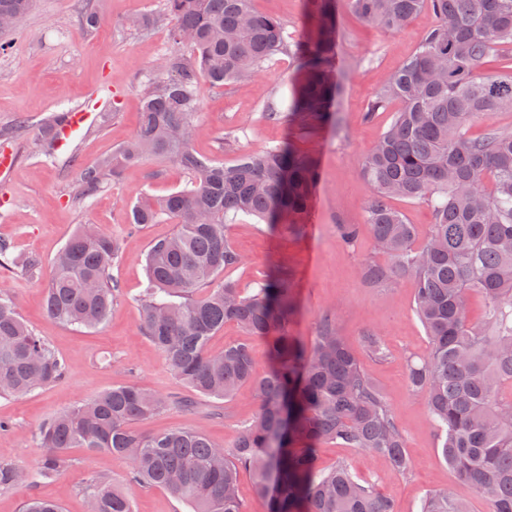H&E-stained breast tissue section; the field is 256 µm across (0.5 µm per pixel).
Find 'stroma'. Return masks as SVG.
Segmentation results:
<instances>
[{
  "mask_svg": "<svg viewBox=\"0 0 512 512\" xmlns=\"http://www.w3.org/2000/svg\"><path fill=\"white\" fill-rule=\"evenodd\" d=\"M91 7L101 22L88 30L83 16ZM253 7L278 18L288 36L298 37L305 30V0H253ZM162 11L163 0H34L19 33L10 35L8 50L0 52V150H11L17 159L10 174L0 175V242L8 244L18 260L15 267L0 268V290L15 298L22 319L47 340L67 367L64 378L46 388L24 397H0V421L9 424L8 430L0 431V463L33 467L40 450L32 434L40 424L112 387L135 382L161 395L189 394L142 328L145 253L154 240L172 234L174 226L148 224L133 230L128 224L132 203L148 193L161 196L182 188L186 183L182 171L171 162L151 160L126 169L90 201H77L72 192L82 167L111 155L137 129L153 66L171 47L170 25L161 22L135 30L128 22ZM436 23V15L426 8L405 28L385 32L339 7L340 77L326 124L305 136L290 118L265 119L268 104L285 107L296 75L292 57L280 53L247 80L221 89L201 86L193 147L227 166L242 154L285 142L311 152L317 160L308 224L294 231L239 217L230 224L228 235L244 262L225 270L224 277L247 291L269 274L288 271L295 300L289 335L307 345L324 318L336 321L347 343L361 352L365 372L383 389L411 460L410 473L402 476L383 459L325 443L317 452L319 467L328 469L345 461L358 478L371 481L392 502L395 512H419L423 496L435 490L465 500L470 512H487L486 501L448 469L426 403L408 386L409 361L423 359L429 351L414 312L413 278L403 275L372 288L362 276L366 261L384 264L388 258L375 249L366 226L371 192L360 164L401 108L393 99L371 114L367 105ZM101 88L110 91L105 111L82 132L70 154L46 157L51 114L86 105ZM82 224L96 225L122 244V254L112 266L118 284L112 310L94 330L61 324L45 312L51 263ZM343 224L359 227L354 244L342 240ZM28 258L40 261V276L29 277L21 269V261ZM374 332L384 338L385 359L363 352L366 337ZM257 412L254 390L246 385L229 400L200 399L194 409H174L137 422L135 428L145 435L177 427L198 429L228 449L240 423ZM125 471L120 458L75 448L55 480L0 490V512H20L23 501L33 494L56 501L62 512H87L83 489L89 479L119 478Z\"/></svg>",
  "mask_w": 512,
  "mask_h": 512,
  "instance_id": "stroma-1",
  "label": "stroma"
}]
</instances>
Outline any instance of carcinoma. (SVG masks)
I'll return each mask as SVG.
<instances>
[{"label":"carcinoma","mask_w":512,"mask_h":512,"mask_svg":"<svg viewBox=\"0 0 512 512\" xmlns=\"http://www.w3.org/2000/svg\"><path fill=\"white\" fill-rule=\"evenodd\" d=\"M337 0H307L311 23L288 39L274 16L251 0H165L172 47L145 89L133 138L79 173L75 196L150 158L177 164L187 182L167 195H146L129 207L131 228L171 222L176 231L151 243L142 291L144 334L169 371L201 396L225 400L244 385L259 402L256 418L239 427L226 449L196 429L143 435L132 427L191 403L136 383L112 387L49 417L35 438L41 453L22 471L0 463V490L59 476L72 448L125 460L120 482L94 477L84 488L88 512H134L137 488L158 487L193 512H243L237 477L254 476L264 512H393L390 500L341 461L317 467V446L333 442L384 459L400 475L411 468L403 431L380 386L363 370L330 321L308 346L288 335L293 289L288 272L249 292L215 284L237 266L227 226L249 215L295 231L307 223L317 165L312 153L276 146L245 154L231 167L191 148L201 84L221 88L257 73L275 55L292 56L301 81L286 112L311 134L329 119L336 96ZM368 25L396 31L429 6L438 23L418 50L368 105L391 98L402 109L363 158L370 186L369 232L390 265L365 264L378 285L393 276L416 282L414 311L429 339L427 357L408 369L409 388L425 397L442 458L456 480L483 497L488 512H512V132L468 135L474 120L512 111V0H343ZM32 0H0V16L18 30ZM494 59L497 72H482ZM393 198L425 200L433 224L414 247L416 227L393 209ZM117 238L92 227L69 236L52 264L45 310L52 319L93 329L104 322L116 285ZM486 300L485 319H470L468 301ZM234 322L263 339L271 366L257 371L251 344L235 341L213 352L209 342ZM65 364L22 320L14 298L0 291V396L21 397L59 380ZM22 512H60L29 497ZM419 512H469L446 491L427 493Z\"/></svg>","instance_id":"cac0c4a2"}]
</instances>
